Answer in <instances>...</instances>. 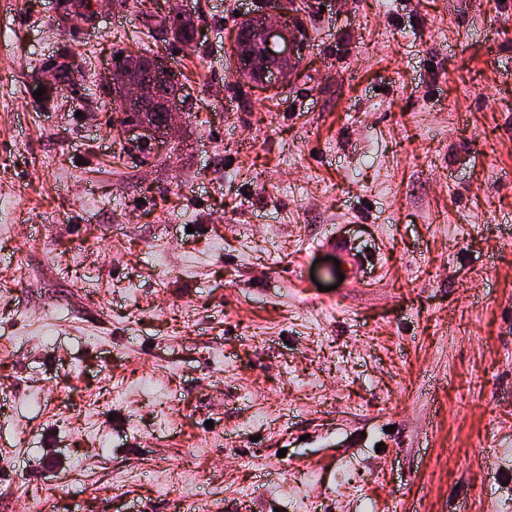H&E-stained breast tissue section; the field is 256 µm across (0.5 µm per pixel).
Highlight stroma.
I'll list each match as a JSON object with an SVG mask.
<instances>
[{
  "instance_id": "1",
  "label": "stroma",
  "mask_w": 512,
  "mask_h": 512,
  "mask_svg": "<svg viewBox=\"0 0 512 512\" xmlns=\"http://www.w3.org/2000/svg\"><path fill=\"white\" fill-rule=\"evenodd\" d=\"M0 0V512H512V0ZM69 50L77 72L46 86ZM192 98L138 152L100 79ZM172 2L171 8L168 11V19L172 20L178 18V15L184 16L183 9L181 8L182 4H178L181 2L179 0H169ZM174 2V3H173ZM162 34L171 35L174 40L179 41L180 43L189 46L194 43L195 34H196V23L194 17L190 15H186L178 20H173L170 24V27L166 28L165 31L158 30ZM238 24L242 44L250 40V24L256 34V43L261 52L251 59L245 58L239 51L238 33L230 44L231 60L241 75L246 76L260 68L261 78L256 84L267 90H273L277 84L287 83L298 68V51L306 43V31L297 17L279 16L277 20L266 6H259ZM300 51V53L302 52ZM245 83L252 81V74L240 77Z\"/></svg>"
}]
</instances>
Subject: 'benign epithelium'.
<instances>
[{
	"mask_svg": "<svg viewBox=\"0 0 512 512\" xmlns=\"http://www.w3.org/2000/svg\"><path fill=\"white\" fill-rule=\"evenodd\" d=\"M260 2L263 6L247 15L256 34L260 54L250 59L244 57L239 52L238 38L235 37L230 44L231 60L243 76L256 68L260 69L258 85L273 90L275 85L288 82L296 73L298 51L305 46L306 31L298 18L291 15L275 18L265 7L269 0ZM59 65L65 67L69 77H74L73 60L69 57L58 58L44 67V75L52 84L59 79ZM102 86L114 103L124 107L137 103L143 112L162 113L160 122L142 116L128 124L130 129L139 133V145H148L167 138L171 134L173 115L183 111L187 104L185 89L171 95L162 91L152 79H132L124 70L114 67L102 77Z\"/></svg>",
	"mask_w": 512,
	"mask_h": 512,
	"instance_id": "7a95c632",
	"label": "benign epithelium"
}]
</instances>
